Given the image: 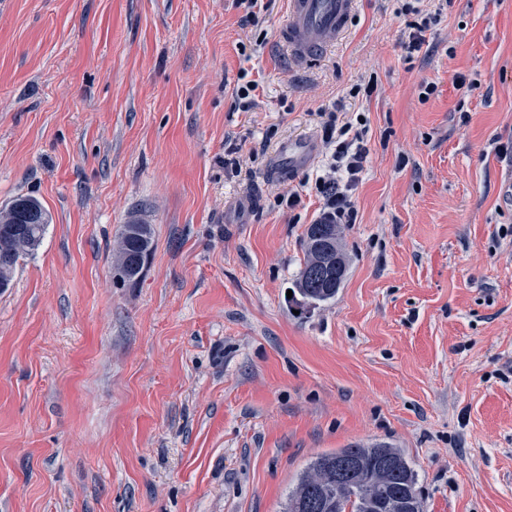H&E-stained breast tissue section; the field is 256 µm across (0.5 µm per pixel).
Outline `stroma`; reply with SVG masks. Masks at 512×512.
Returning a JSON list of instances; mask_svg holds the SVG:
<instances>
[{
	"label": "stroma",
	"instance_id": "35a3bbf8",
	"mask_svg": "<svg viewBox=\"0 0 512 512\" xmlns=\"http://www.w3.org/2000/svg\"><path fill=\"white\" fill-rule=\"evenodd\" d=\"M286 13L0 0V207L51 215L0 291V512H282L316 455L368 441L412 460L424 512H512V163L491 148L512 140V0H454L412 54L358 0L301 66ZM244 69L262 91L236 112ZM342 97L369 127L358 220L335 299L297 308L321 203L276 205L313 172L280 150ZM229 145L256 157L236 176ZM131 219L155 248L122 286Z\"/></svg>",
	"mask_w": 512,
	"mask_h": 512
}]
</instances>
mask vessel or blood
Instances as JSON below:
<instances>
[{"instance_id": "vessel-or-blood-1", "label": "vessel or blood", "mask_w": 512, "mask_h": 512, "mask_svg": "<svg viewBox=\"0 0 512 512\" xmlns=\"http://www.w3.org/2000/svg\"><path fill=\"white\" fill-rule=\"evenodd\" d=\"M354 8V0H288L287 19L278 38L291 61H317L344 32ZM314 155L308 140L288 142L281 151L285 169L307 165Z\"/></svg>"}]
</instances>
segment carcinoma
I'll return each mask as SVG.
<instances>
[{
    "instance_id": "obj_1",
    "label": "carcinoma",
    "mask_w": 512,
    "mask_h": 512,
    "mask_svg": "<svg viewBox=\"0 0 512 512\" xmlns=\"http://www.w3.org/2000/svg\"><path fill=\"white\" fill-rule=\"evenodd\" d=\"M50 214L34 196L19 195L0 208V280L11 283L19 261L40 246ZM152 225H123L116 251L118 283H135L153 252ZM306 261L296 292L307 304L336 297L347 267L338 225L311 224ZM418 473L399 448L386 443L349 444L314 457L288 493L283 512H424Z\"/></svg>"
}]
</instances>
